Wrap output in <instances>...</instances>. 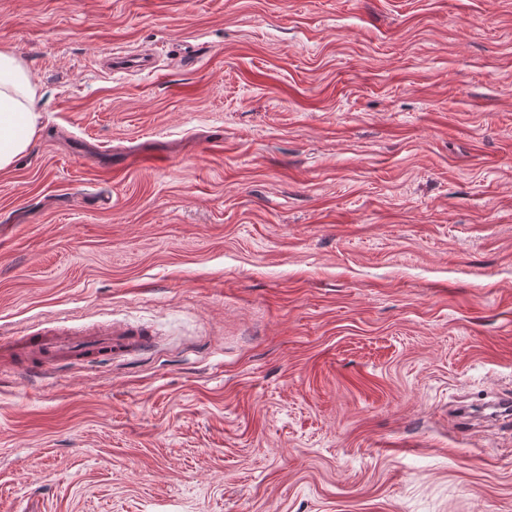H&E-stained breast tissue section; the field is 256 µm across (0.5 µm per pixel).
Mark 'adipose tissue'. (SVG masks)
Returning a JSON list of instances; mask_svg holds the SVG:
<instances>
[{"label":"adipose tissue","mask_w":512,"mask_h":512,"mask_svg":"<svg viewBox=\"0 0 512 512\" xmlns=\"http://www.w3.org/2000/svg\"><path fill=\"white\" fill-rule=\"evenodd\" d=\"M35 89L21 61L0 52V169L9 167L35 134Z\"/></svg>","instance_id":"adipose-tissue-1"}]
</instances>
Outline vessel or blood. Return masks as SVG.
I'll return each instance as SVG.
<instances>
[{
  "mask_svg": "<svg viewBox=\"0 0 512 512\" xmlns=\"http://www.w3.org/2000/svg\"><path fill=\"white\" fill-rule=\"evenodd\" d=\"M13 354L24 355L36 363L37 370L59 367L93 366L146 349L149 338L142 330L109 324L86 330L44 331L12 337Z\"/></svg>",
  "mask_w": 512,
  "mask_h": 512,
  "instance_id": "1",
  "label": "vessel or blood"
}]
</instances>
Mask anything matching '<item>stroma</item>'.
<instances>
[{
    "label": "stroma",
    "instance_id": "1",
    "mask_svg": "<svg viewBox=\"0 0 512 512\" xmlns=\"http://www.w3.org/2000/svg\"><path fill=\"white\" fill-rule=\"evenodd\" d=\"M154 59L110 70L112 48ZM0 512H512V0H0ZM35 89L21 61L0 52V169L9 167L35 134ZM13 355H25L36 363L31 372L59 367L88 366L145 350L149 338L142 330L109 324L86 330L44 331L12 336L6 344Z\"/></svg>",
    "mask_w": 512,
    "mask_h": 512
}]
</instances>
